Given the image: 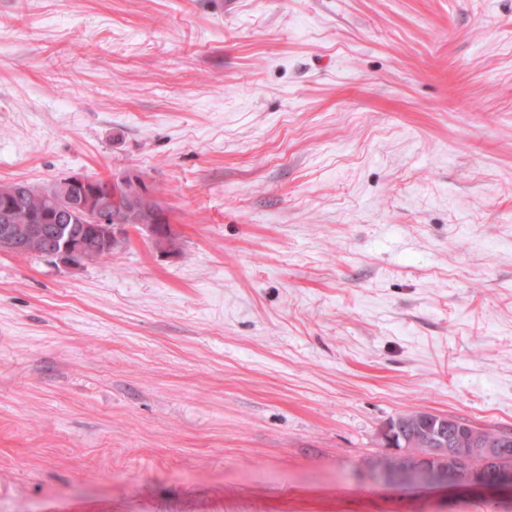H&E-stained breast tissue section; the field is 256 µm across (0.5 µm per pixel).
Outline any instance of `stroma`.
Here are the masks:
<instances>
[{"label":"stroma","instance_id":"1","mask_svg":"<svg viewBox=\"0 0 512 512\" xmlns=\"http://www.w3.org/2000/svg\"><path fill=\"white\" fill-rule=\"evenodd\" d=\"M128 171L179 253L0 252V512H512L370 476L512 430V0H0V182ZM447 418L422 411H407L390 418L386 425L398 435L397 448H406L407 452L380 458L375 463V469L395 470L413 466L416 454L423 452L424 448H435L431 441H440L437 434L439 428L447 423Z\"/></svg>","mask_w":512,"mask_h":512}]
</instances>
